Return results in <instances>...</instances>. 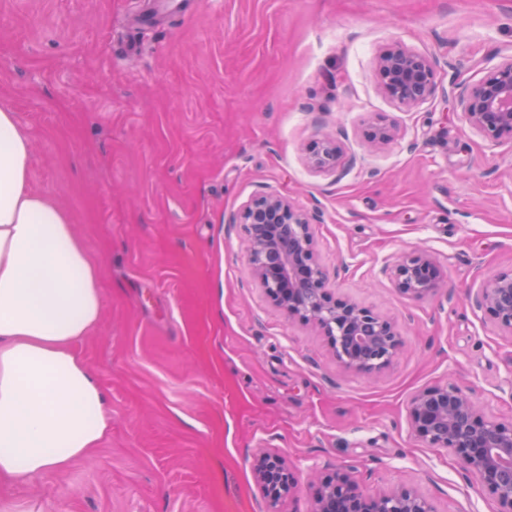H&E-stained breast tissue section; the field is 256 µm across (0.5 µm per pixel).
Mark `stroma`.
<instances>
[{
  "label": "stroma",
  "mask_w": 512,
  "mask_h": 512,
  "mask_svg": "<svg viewBox=\"0 0 512 512\" xmlns=\"http://www.w3.org/2000/svg\"><path fill=\"white\" fill-rule=\"evenodd\" d=\"M142 0H0V105L30 145V184L101 264L103 314L74 351L112 428L62 471L0 483V512H268L253 460L279 451L311 512L348 474L369 495L416 488L436 512H498L410 423L412 397L457 383L512 420V335L470 295L512 271V140L464 121L461 91L512 57V0H182L133 27ZM399 44L427 57L406 108L376 76ZM390 140L373 143L374 128ZM336 139L343 164L309 148ZM314 212L327 287L391 321L403 347L346 369L278 308L245 252L244 206ZM427 250L445 286L390 274Z\"/></svg>",
  "instance_id": "35a3bbf8"
}]
</instances>
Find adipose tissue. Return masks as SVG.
Segmentation results:
<instances>
[{"mask_svg":"<svg viewBox=\"0 0 512 512\" xmlns=\"http://www.w3.org/2000/svg\"><path fill=\"white\" fill-rule=\"evenodd\" d=\"M100 269L71 217L30 188V144L0 108V479L62 470L111 428L73 344L100 321Z\"/></svg>","mask_w":512,"mask_h":512,"instance_id":"ef3b65f1","label":"adipose tissue"}]
</instances>
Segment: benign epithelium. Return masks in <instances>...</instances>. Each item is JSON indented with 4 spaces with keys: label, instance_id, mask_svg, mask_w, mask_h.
<instances>
[{
    "label": "benign epithelium",
    "instance_id": "benign-epithelium-1",
    "mask_svg": "<svg viewBox=\"0 0 512 512\" xmlns=\"http://www.w3.org/2000/svg\"><path fill=\"white\" fill-rule=\"evenodd\" d=\"M377 76L385 94L406 107L424 101L433 90L431 62L400 45L384 51ZM465 122L490 142L512 139V58L491 68L478 84L460 94ZM341 148L323 140L314 149V163L334 168ZM249 260L270 300L288 313L315 325L327 337L336 359L347 369L372 373L391 363L401 338L391 322L349 299L333 296L315 257L310 224L314 215L278 194L253 198L245 206ZM398 288L416 299L435 295L443 278L425 251L405 256L392 270ZM499 329L512 335V271L487 282L473 299ZM411 426L434 448H446L463 470L491 495L500 512H512V421H499L482 411L453 384L417 392L409 408ZM256 481L273 487L271 512H279L296 480L284 458L274 451L259 453L253 463ZM313 512H435L423 494L405 486L377 497L365 496L346 474L320 484Z\"/></svg>",
    "mask_w": 512,
    "mask_h": 512
}]
</instances>
